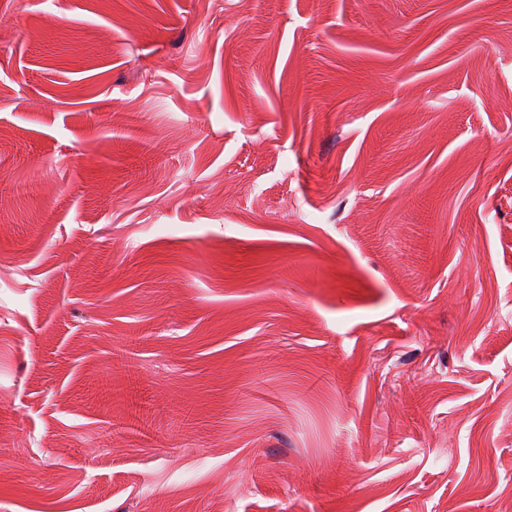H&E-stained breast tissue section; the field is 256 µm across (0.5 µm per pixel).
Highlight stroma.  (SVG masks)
Returning a JSON list of instances; mask_svg holds the SVG:
<instances>
[{"label":"stroma","mask_w":512,"mask_h":512,"mask_svg":"<svg viewBox=\"0 0 512 512\" xmlns=\"http://www.w3.org/2000/svg\"><path fill=\"white\" fill-rule=\"evenodd\" d=\"M0 512H512V0H0Z\"/></svg>","instance_id":"1"}]
</instances>
